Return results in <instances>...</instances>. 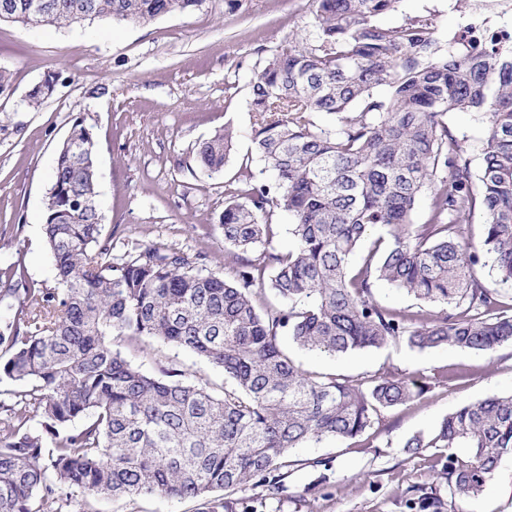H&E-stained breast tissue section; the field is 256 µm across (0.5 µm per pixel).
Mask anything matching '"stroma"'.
Returning <instances> with one entry per match:
<instances>
[{
  "mask_svg": "<svg viewBox=\"0 0 512 512\" xmlns=\"http://www.w3.org/2000/svg\"><path fill=\"white\" fill-rule=\"evenodd\" d=\"M314 0H206L202 10L162 16L147 25L96 22L83 27L31 29L0 24V67L11 73L0 91V273L21 265L27 284L50 288L54 268L44 242L49 176L71 125L80 120L97 144V183L103 237L114 255L152 246L202 256L204 264L233 275L236 257L216 225L224 187L239 160L251 156L254 173L265 164L254 150L256 120L250 82L295 32L314 29ZM431 20L443 39L467 21L456 0H399L381 23ZM55 76L53 93L36 109L28 91ZM448 126L481 169L486 124L479 114L452 112ZM231 129L234 150L223 172L204 175L197 145ZM123 356L152 376L179 369L190 380L223 386L224 377L197 356L153 339L122 342ZM302 368L347 377L387 371L431 379L421 399L383 413L373 440L322 442L294 449L288 495L266 500L262 512H408L404 491L429 481L430 455L413 456L403 444L437 428L463 404L512 392V345L484 356L444 347L419 351L390 344L332 357L290 347ZM331 463L329 483L315 495L311 459ZM463 512H512V455L503 457L483 493Z\"/></svg>",
  "mask_w": 512,
  "mask_h": 512,
  "instance_id": "1",
  "label": "stroma"
}]
</instances>
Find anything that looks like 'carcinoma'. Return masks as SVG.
Masks as SVG:
<instances>
[{"label": "carcinoma", "instance_id": "carcinoma-1", "mask_svg": "<svg viewBox=\"0 0 512 512\" xmlns=\"http://www.w3.org/2000/svg\"><path fill=\"white\" fill-rule=\"evenodd\" d=\"M32 2L0 0V23L141 25L206 0H51L48 13ZM315 2L313 35L290 37L251 82L253 141L274 180L257 181L244 157L225 185L219 227L240 252L233 276L174 249L112 257L93 134L72 124L44 211L56 286L24 289V326L0 325V379L16 385L15 405L0 406V512H98L102 498L148 495L193 502L195 512H254L241 493L285 496L293 449L357 439L431 389L402 374L308 372L282 337L329 356L398 342L489 355L512 343V307L476 275L485 257L512 284V50L492 39L447 43L427 19L380 23L398 0ZM53 88L52 79L35 85L27 105ZM455 111L488 125L478 176L448 128ZM231 150L232 134L216 133L198 145V168L222 171ZM423 193L429 214L417 224ZM276 209L291 220L285 253L273 247ZM477 210L474 239L463 225ZM377 281L443 309L382 306ZM266 289L279 305L261 300ZM142 337L196 355L224 374V387L182 372L150 376L114 349ZM404 447L435 449L430 470L448 487L445 498L409 486L407 508L463 512L512 455V394L466 404ZM306 465L319 472L311 495L328 483L330 462Z\"/></svg>", "mask_w": 512, "mask_h": 512}]
</instances>
